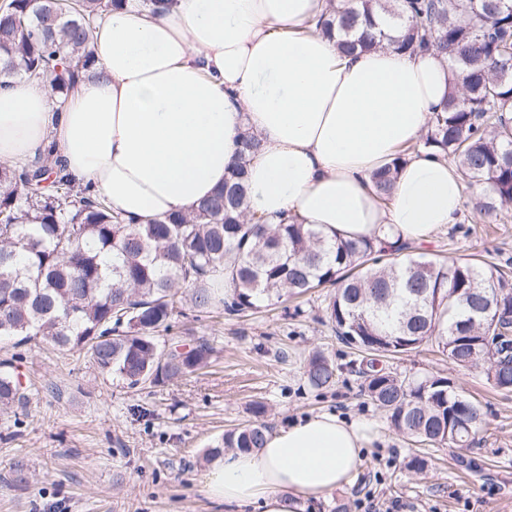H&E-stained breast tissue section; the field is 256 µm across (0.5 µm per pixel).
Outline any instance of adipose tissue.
Here are the masks:
<instances>
[{
	"instance_id": "obj_1",
	"label": "adipose tissue",
	"mask_w": 512,
	"mask_h": 512,
	"mask_svg": "<svg viewBox=\"0 0 512 512\" xmlns=\"http://www.w3.org/2000/svg\"><path fill=\"white\" fill-rule=\"evenodd\" d=\"M328 0H127L100 20L99 61L64 103L41 80L0 87V162L45 151L65 174L143 222L187 213L224 182L245 132L261 142L248 166L247 214L317 224L328 238L430 241L458 223L456 164L409 154L389 200L372 175L423 134L462 82L435 50L342 55L317 32ZM362 424L317 413L268 433L264 447L218 457L203 488L258 512H303L357 472Z\"/></svg>"
}]
</instances>
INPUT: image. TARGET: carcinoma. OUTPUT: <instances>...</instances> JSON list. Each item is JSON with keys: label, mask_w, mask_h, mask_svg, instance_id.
Returning a JSON list of instances; mask_svg holds the SVG:
<instances>
[{"label": "carcinoma", "mask_w": 512, "mask_h": 512, "mask_svg": "<svg viewBox=\"0 0 512 512\" xmlns=\"http://www.w3.org/2000/svg\"><path fill=\"white\" fill-rule=\"evenodd\" d=\"M124 0H5L0 5V85L18 77L67 94L97 65L90 49L95 21ZM343 36L349 52L389 42L400 51L432 48L448 57L465 83L432 113L419 147L455 159L477 207L491 215L512 203V0H343L320 24ZM260 147L247 133L224 186L192 215L126 224L102 199L75 186L51 155L15 168L0 163V341L22 346L39 336L62 350L83 351L99 371L132 387L192 373L211 353L160 344L191 292L200 313L214 303L229 314L257 309L285 294L334 286L327 314L336 335L373 356L408 353L436 342L459 367L473 366L478 338L460 328L472 309L492 300L512 307V280L492 264L399 254L381 239L327 238L315 224H260L244 219L246 162ZM396 164L375 177L390 193ZM224 275L225 296L213 276ZM316 389L336 383L321 356L306 369ZM487 379L512 390V339L490 353ZM368 396L409 441L467 448L480 420L476 404L447 378L405 379L366 373ZM29 393L0 365V411L22 407ZM257 420L224 435V448L263 447L265 406Z\"/></svg>", "instance_id": "1"}]
</instances>
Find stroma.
<instances>
[{
  "label": "stroma",
  "instance_id": "stroma-1",
  "mask_svg": "<svg viewBox=\"0 0 512 512\" xmlns=\"http://www.w3.org/2000/svg\"><path fill=\"white\" fill-rule=\"evenodd\" d=\"M473 199L465 192L460 222L412 253L512 264V204L488 216L473 209ZM327 303V291L316 290L240 315L219 309L197 317L182 307L158 341L203 338L213 354L204 368L158 386L128 387L84 354L46 342L18 349L1 342L0 360L14 359L30 402L0 411V512H230L202 490L205 452L253 421L258 402L273 430L321 411L368 426L356 475L317 512H363L367 496L378 512H512V392L492 387L485 365L458 367L432 347L384 359L385 371L401 376L447 377L480 404L471 447L414 444L349 371L353 354L337 339ZM316 352L338 369L331 388L307 382ZM415 457L425 460L423 471L408 468ZM17 465L28 484L2 480Z\"/></svg>",
  "mask_w": 512,
  "mask_h": 512
}]
</instances>
